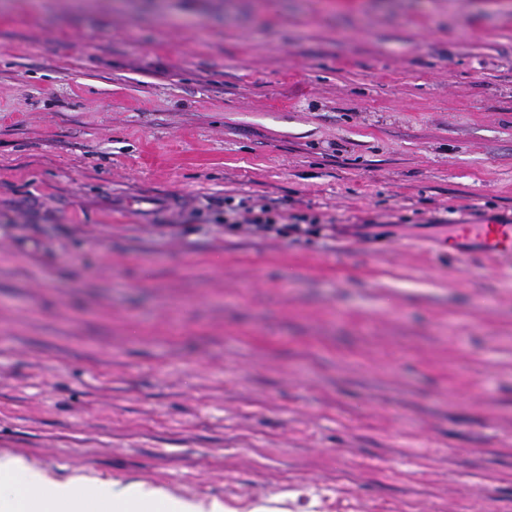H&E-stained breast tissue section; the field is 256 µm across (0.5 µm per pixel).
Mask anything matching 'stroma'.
I'll list each match as a JSON object with an SVG mask.
<instances>
[{"label":"stroma","mask_w":512,"mask_h":512,"mask_svg":"<svg viewBox=\"0 0 512 512\" xmlns=\"http://www.w3.org/2000/svg\"><path fill=\"white\" fill-rule=\"evenodd\" d=\"M456 224H512V0H0V455L512 512V260ZM289 220V222H288ZM224 227L230 231L244 230L254 235L292 238L319 234L327 226L318 216L286 215L263 199H241L234 203L232 197L224 200Z\"/></svg>","instance_id":"35a3bbf8"}]
</instances>
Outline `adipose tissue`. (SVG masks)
I'll return each instance as SVG.
<instances>
[{
    "label": "adipose tissue",
    "mask_w": 512,
    "mask_h": 512,
    "mask_svg": "<svg viewBox=\"0 0 512 512\" xmlns=\"http://www.w3.org/2000/svg\"><path fill=\"white\" fill-rule=\"evenodd\" d=\"M0 512H237L216 501L175 499L142 482L51 480L13 456L0 457Z\"/></svg>",
    "instance_id": "adipose-tissue-1"
}]
</instances>
